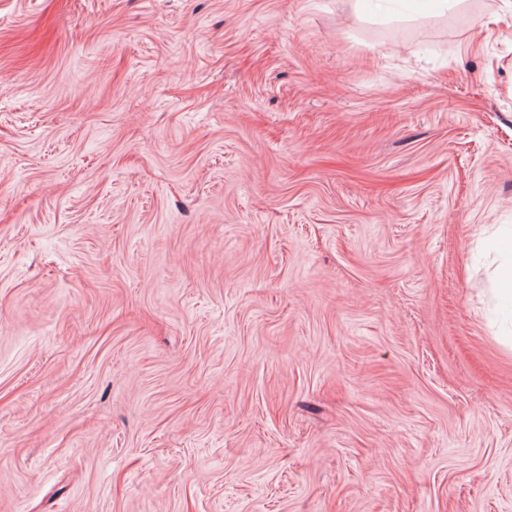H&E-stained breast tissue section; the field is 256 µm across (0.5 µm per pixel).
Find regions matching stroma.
I'll list each match as a JSON object with an SVG mask.
<instances>
[{
	"label": "stroma",
	"instance_id": "35a3bbf8",
	"mask_svg": "<svg viewBox=\"0 0 512 512\" xmlns=\"http://www.w3.org/2000/svg\"><path fill=\"white\" fill-rule=\"evenodd\" d=\"M503 0H0V512H512Z\"/></svg>",
	"mask_w": 512,
	"mask_h": 512
}]
</instances>
